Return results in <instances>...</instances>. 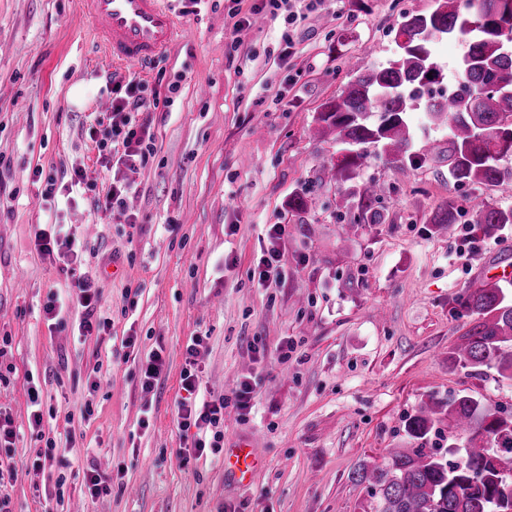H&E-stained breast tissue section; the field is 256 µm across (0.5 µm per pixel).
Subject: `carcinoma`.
<instances>
[{"mask_svg":"<svg viewBox=\"0 0 512 512\" xmlns=\"http://www.w3.org/2000/svg\"><path fill=\"white\" fill-rule=\"evenodd\" d=\"M500 0H435L427 14H404L398 35L407 37L388 66L348 81L336 98L318 112V132H330L346 145L340 163H331L336 180L351 177L377 146L408 177L416 161L408 154L412 134L406 114L419 105L429 120L448 129V173L459 183L497 185L512 178L499 161L512 155V94H489L484 88L512 82V23L486 21ZM461 39L468 50L459 63L461 77L453 96L429 90L443 75L435 61L437 43ZM486 129L489 137L474 138ZM379 186L372 181L358 194L355 224H382L375 206ZM484 233L512 224V210L471 200ZM451 203L438 207L430 223L447 229L455 223ZM461 306L476 322L448 351V364L484 375L490 370L512 380V300L498 285L471 282ZM406 447L392 448L380 463L358 465L352 479L373 490L363 512H512V415L492 410L468 394L440 405L426 403L402 420ZM454 459H448V456Z\"/></svg>","mask_w":512,"mask_h":512,"instance_id":"carcinoma-1","label":"carcinoma"}]
</instances>
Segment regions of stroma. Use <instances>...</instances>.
Wrapping results in <instances>:
<instances>
[{"mask_svg":"<svg viewBox=\"0 0 512 512\" xmlns=\"http://www.w3.org/2000/svg\"><path fill=\"white\" fill-rule=\"evenodd\" d=\"M232 4L213 0L181 15L170 55L145 71L120 69L149 97L180 85L170 110L150 115L149 164L124 173L138 187L131 226L84 205L49 213L33 175L81 166L99 192L112 182L87 132L108 120L91 105L112 68L79 19V0H0V413L17 431V476L5 488L11 512H362L368 494L351 473L403 447L404 415L459 392L512 413L511 380L448 365L474 322L458 297L512 249L507 224L458 258L476 221L470 201L512 208V180L460 185L437 158L405 179L373 147L338 183L324 167L342 146L316 133L322 104L351 78L387 66L401 16L428 13L433 0H326L315 11L297 0L296 47L286 58L284 18L236 38ZM371 180L385 221L350 225ZM301 190L305 211L289 212ZM447 202L456 222L444 231L430 219ZM55 222L71 225L84 262L101 270L112 320L102 336L77 338L74 307L57 324L44 318L51 295L74 289L34 245L37 225ZM271 224L287 227L285 274L261 287L253 271ZM115 266L119 275L109 276ZM198 335L207 393L230 395L244 379L255 389L250 414L224 411L225 443L248 441L262 460L244 488L225 475L223 457H179L184 346ZM155 349L166 365L147 389L141 359ZM33 387L44 414L38 430L28 422ZM50 442L57 465L31 478L26 462ZM90 465L109 484L94 498L84 494Z\"/></svg>","mask_w":512,"mask_h":512,"instance_id":"35a3bbf8","label":"stroma"}]
</instances>
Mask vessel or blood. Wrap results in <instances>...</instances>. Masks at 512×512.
<instances>
[{
	"mask_svg": "<svg viewBox=\"0 0 512 512\" xmlns=\"http://www.w3.org/2000/svg\"><path fill=\"white\" fill-rule=\"evenodd\" d=\"M87 22L109 62L144 66L173 47L179 21L166 0H80ZM261 461L249 445L224 450V472L242 485L251 484Z\"/></svg>",
	"mask_w": 512,
	"mask_h": 512,
	"instance_id": "b4317fda",
	"label": "vessel or blood"
}]
</instances>
